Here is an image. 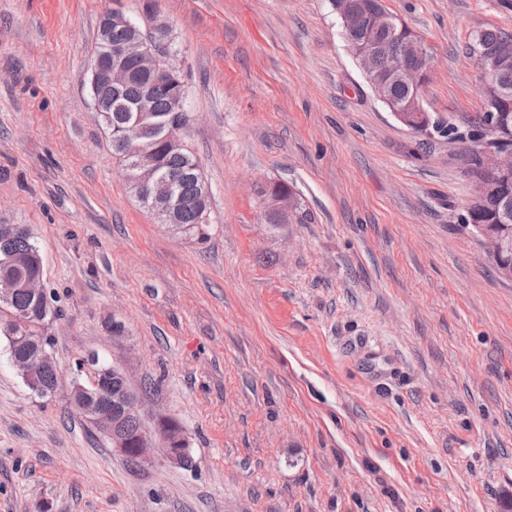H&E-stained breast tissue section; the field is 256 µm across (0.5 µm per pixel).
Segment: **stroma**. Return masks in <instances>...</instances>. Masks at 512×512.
<instances>
[{"mask_svg":"<svg viewBox=\"0 0 512 512\" xmlns=\"http://www.w3.org/2000/svg\"><path fill=\"white\" fill-rule=\"evenodd\" d=\"M431 62L432 117L471 133L474 35L502 0H386ZM164 19L206 240L132 195L88 93L105 13ZM462 145L374 95L330 0H0V224H25L64 385L0 339V512H512V282L465 218ZM310 218L271 225L258 190ZM124 370L186 464L136 465L71 407ZM269 190L274 192L284 193L288 195H296L294 189L288 186V183L275 181L262 186L258 193L260 196L265 195ZM288 195L269 193L263 196V214L275 215L279 218L280 222H288V217L293 213L296 205L294 198H288Z\"/></svg>","mask_w":512,"mask_h":512,"instance_id":"stroma-1","label":"stroma"}]
</instances>
